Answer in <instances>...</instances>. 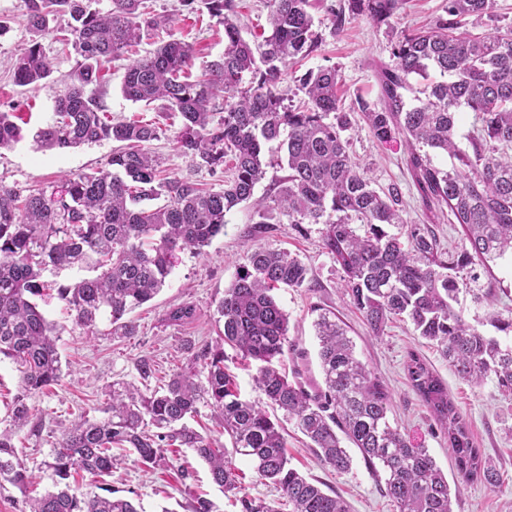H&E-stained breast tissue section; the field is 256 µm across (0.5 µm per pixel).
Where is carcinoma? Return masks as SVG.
Here are the masks:
<instances>
[{"instance_id":"1","label":"carcinoma","mask_w":512,"mask_h":512,"mask_svg":"<svg viewBox=\"0 0 512 512\" xmlns=\"http://www.w3.org/2000/svg\"><path fill=\"white\" fill-rule=\"evenodd\" d=\"M95 0H27L29 41L19 49L14 81L36 84L51 74L40 39L58 15L71 19L57 41L81 58L76 82L57 101L53 119L33 141L41 150L77 148L104 141L120 143L107 168L62 180L50 192L22 191L0 183V356L22 368L23 385L14 397L12 424L0 429V480L22 490L33 476L19 462L13 437L29 423L26 397L57 383L62 367L56 325L39 300L55 292L75 323L96 334L106 318L114 336H133L126 319L151 301L171 273L176 250L199 251L224 230L226 215L251 200L265 176V143L286 136L288 175L272 202L290 224H322V248L341 273L342 288L372 333L404 316L415 333L440 348L464 380L496 378L512 395V347H501L465 322L452 303L466 292L487 296L481 278L490 263L512 254V32L478 36L464 19L487 12L493 0H448V18L425 29L401 33L392 62L377 70V101L360 98L371 134L399 146L425 208L461 227L462 246L441 247L428 224L402 217L398 187L379 191L352 161L348 122L338 97V70L321 67L300 79L305 99L288 103L281 87L283 67L319 44L313 0H269V34L246 40L236 22V0H204L224 23V53L202 77L186 75L193 50L178 38L161 43L128 66L121 91L134 103L163 102L181 118L177 148L199 167L215 169L232 160L224 189L213 192L184 176H162L159 160L142 148L160 128L142 121L105 119L94 90L103 63L133 50L143 28L165 29L169 19L150 12L147 0H112L103 13ZM327 7L334 25L344 10L387 23L399 0H347ZM224 94V118L213 122L209 105ZM475 114L468 146L455 140L462 114ZM23 138L11 113L0 112V150ZM458 161L450 170L433 164L426 149ZM164 199L161 205L154 201ZM365 226L357 233L353 221ZM406 226V241L384 226ZM86 270L69 284L45 279L62 270ZM308 269L298 256L262 246L248 250L217 305L223 331L205 347V384L192 372L172 375L149 393L131 383H114L104 416H80L52 450L56 490L27 500L29 512H138L129 500L71 491L78 472L96 479L112 474V447L128 448L154 469L169 462L172 448H191L204 460L224 493L237 494L233 457L248 458L256 478L273 484L289 512H349L290 466L286 429L292 423L336 470L351 467L347 440L371 467L380 466L384 491L397 512H454L448 478L429 450L414 443L388 418L391 395L384 381L356 357L354 344L335 312L314 306L322 384L310 391L300 374L293 379L281 364L294 352L288 341V313L275 298L280 288H302ZM195 307L170 309L165 321L183 324ZM255 366L254 381L266 404L241 396L224 364V346ZM407 379L444 433L457 474L464 481L497 483V473L474 446L468 425L442 379L416 352L407 353ZM215 412L231 449L188 427L201 398ZM282 412L271 418L266 407ZM241 512H279L262 500L239 499Z\"/></svg>"}]
</instances>
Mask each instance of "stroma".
<instances>
[{
  "label": "stroma",
  "instance_id": "obj_1",
  "mask_svg": "<svg viewBox=\"0 0 512 512\" xmlns=\"http://www.w3.org/2000/svg\"><path fill=\"white\" fill-rule=\"evenodd\" d=\"M447 0H402L389 23L380 24L363 16L346 15L341 28H334L331 15L314 13V30L319 49L302 60L288 62L284 69L285 87L298 91L301 77L310 70L334 66L339 70L338 95L347 114L346 131L351 142V157L375 186H397L408 222L426 221L425 209L406 167L402 148L380 144L371 134L359 111L358 98L376 99V66L390 61L392 46L403 31L426 27L444 16ZM153 13L168 16L169 30L175 38L192 45L194 53L189 72L200 78L207 62L224 52V25L209 16L203 0L185 7L181 0H150ZM30 38L25 0H0V111L19 116L24 138L14 149L0 153V183L20 189H45L59 185L65 176L104 167L113 145L102 142L78 148L41 151L31 136L45 124L54 105L73 83L78 58L63 50L53 37L41 43L51 62L50 76L34 86L21 87L13 79L15 55ZM131 56H123L102 66L103 87L99 93L102 109L113 121L139 120L161 127L157 139L147 150L159 158L166 174L189 176L203 188L219 191L229 173L197 167L177 148L175 136L179 119L166 116L161 102L149 105L126 100L121 92ZM322 227L318 224H291L273 214L265 230L254 223L251 203L235 207L226 216L223 233L217 235L202 253L175 251L172 270L165 286L149 303L129 313L137 327L133 336L112 335L107 324L96 334H86L65 305L48 298L40 304L46 317L61 330L58 342L63 365L61 380L26 400L39 429L24 427L14 444L20 460L37 478L36 494L51 489L50 472L45 463L57 439L70 428L80 413L97 415L108 399L113 383L127 382L148 392L156 379H142L141 363L147 362L160 373L173 374L193 369L197 380L207 371L194 353L214 343L219 324L216 306L224 289L235 278L249 247L287 250L298 255L309 269L303 288H284L277 300L289 317L288 340L295 354L287 356V371H299L308 384L320 383L317 339L313 327L312 305L336 311L346 323L355 352L368 370L380 377L391 394L389 420L392 425L429 449L437 466L447 476L456 497L455 512H512V395L503 394L495 377L474 385L457 375L432 343L416 336L409 321L391 319L383 335H372L362 315L340 286V274L321 245ZM492 293L483 301L459 294L454 308L463 318L487 336L496 334L490 316L512 318V258L504 257L491 265ZM192 303L195 318L171 325L162 315L171 305ZM497 335V334H496ZM419 353L436 371L448 394L465 418L471 438L499 475L497 485L466 483L458 476L448 450V437L429 410L410 387L404 372L408 352ZM178 459L153 470L144 468L136 456L118 452L111 475L91 480L77 479V491H94L133 499L139 512H190L194 497L211 499L217 512H239L223 492L212 483L208 465L190 449L177 453ZM288 456L292 466L318 481L320 488L336 493L350 512H396L384 492V478L354 455L350 470L336 471L323 464L298 431L288 432Z\"/></svg>",
  "mask_w": 512,
  "mask_h": 512
}]
</instances>
